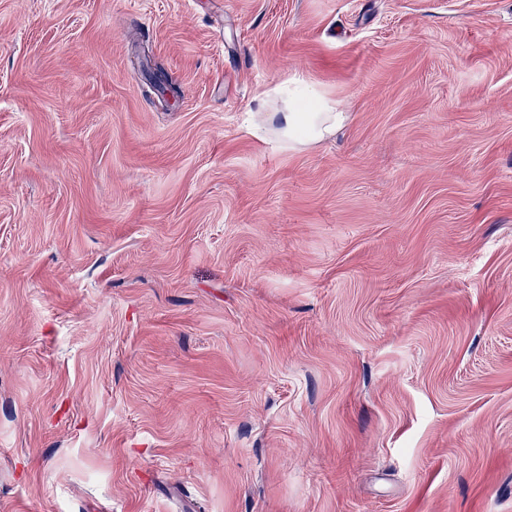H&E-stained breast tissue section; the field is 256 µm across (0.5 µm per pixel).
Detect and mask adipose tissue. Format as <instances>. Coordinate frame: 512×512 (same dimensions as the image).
I'll return each instance as SVG.
<instances>
[{
    "label": "adipose tissue",
    "mask_w": 512,
    "mask_h": 512,
    "mask_svg": "<svg viewBox=\"0 0 512 512\" xmlns=\"http://www.w3.org/2000/svg\"><path fill=\"white\" fill-rule=\"evenodd\" d=\"M349 115L311 82L294 78L288 82L283 105L263 113L257 131L277 140L283 148L298 150L335 136Z\"/></svg>",
    "instance_id": "adipose-tissue-1"
}]
</instances>
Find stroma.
<instances>
[{"label": "stroma", "instance_id": "1", "mask_svg": "<svg viewBox=\"0 0 512 512\" xmlns=\"http://www.w3.org/2000/svg\"><path fill=\"white\" fill-rule=\"evenodd\" d=\"M0 512H512V0H0ZM286 84L288 97L282 100L283 106L263 113V124H255L257 131L277 140L283 148L298 150L333 137L349 120L338 101L306 79L294 78Z\"/></svg>", "mask_w": 512, "mask_h": 512}]
</instances>
